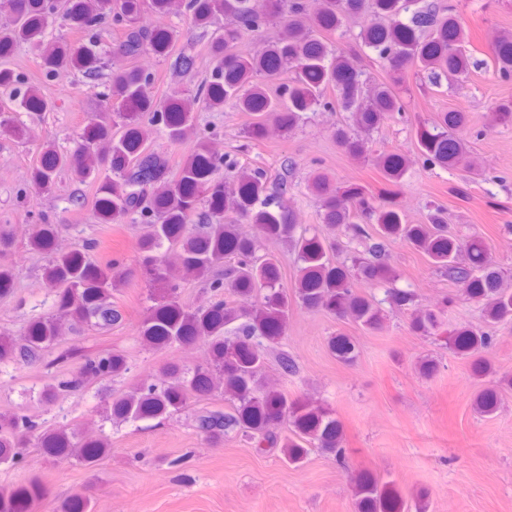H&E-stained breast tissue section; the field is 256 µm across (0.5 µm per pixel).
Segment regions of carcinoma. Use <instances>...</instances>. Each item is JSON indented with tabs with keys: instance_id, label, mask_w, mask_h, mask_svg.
<instances>
[{
	"instance_id": "obj_1",
	"label": "carcinoma",
	"mask_w": 512,
	"mask_h": 512,
	"mask_svg": "<svg viewBox=\"0 0 512 512\" xmlns=\"http://www.w3.org/2000/svg\"><path fill=\"white\" fill-rule=\"evenodd\" d=\"M13 15V24L0 30V59H9L21 44L40 57L45 77L64 80L78 72L86 80L101 74L96 32L104 25L122 32L112 44V54L134 59L150 51L160 57L175 55L174 66L187 73L195 57L176 51L175 35L168 28L146 30L136 26L146 7L170 12L171 0H0ZM181 15L189 24L207 28L217 15L224 29L213 33L210 55L216 66L210 79L190 97L179 91L158 99L151 91L154 76L131 64L112 72L108 92L98 105L81 140L68 152L49 144L36 146L39 163L31 180L49 191L59 169L67 168L80 182L94 186L95 207L104 224H120L136 216L142 231L137 241V267L149 280L151 301L140 334L154 349L201 344L209 352L206 366L185 368L176 360L160 366V383H141L131 389L108 391L102 417L113 423H136L167 419L196 399L224 400L228 409L203 407L196 416L197 431L215 444L236 431L257 448L284 449L287 462L299 463L310 445L342 456L340 425L331 411L306 398L270 386L266 380L273 360L283 376L296 373L297 364L281 347L291 304L311 312H326L351 319L361 329L382 328V302L352 288L348 270L333 260L336 233L368 243L370 259L356 264V273L374 287L388 286L387 302L405 306L412 293L396 287L398 275L384 260L386 243L402 240L423 253L456 288L482 303L491 325L512 320V286L503 268L487 255L481 236L448 227L444 208L428 211L426 223L410 224L397 210L378 203L359 187L338 189L318 169L310 172L306 189L318 199L322 230L312 235L299 229L295 211L288 205V171L292 162L281 163L276 181H269L262 168H244L236 184L226 186L215 178L217 171L234 162L222 163L209 150L206 137L197 136L183 167L172 172L151 129L171 145H181L194 133L192 110L218 111L230 103L241 112L260 117L247 130L254 139L262 136L268 122L288 131L302 114L336 106L348 113L336 126L338 146L353 158L373 155L372 162L388 182L404 177V155L383 151L372 154L369 134L403 110L395 90L398 76L409 67L431 76V85L454 86L480 62L466 50L467 31L452 9L445 16L409 0H266L257 12L252 0H181ZM350 18L362 20L359 41L374 54V61L388 79L368 83L362 72L331 35ZM84 34L76 46L47 38L55 21ZM273 24L282 35L259 54L245 55L239 43L246 35L258 36ZM494 73L512 76V33L503 32L492 44ZM0 85L10 88V106L0 108V127L14 124L12 112H47L53 103L27 78L7 68L0 69ZM492 122H512V99L495 106ZM468 113L452 110L429 129L416 133L420 155L430 165L463 168L484 174L481 163L470 154L462 139ZM367 214L374 231L358 223ZM254 224L259 232L283 240L297 252L300 261L294 298L282 283L278 261L260 253L258 238L241 231L239 222ZM53 231L49 224L31 227L28 245L42 252L51 250ZM95 242L85 239L81 247L51 257L45 282L55 293L54 311L15 334L0 328V365H33L46 352L85 330H106L117 324L121 312L112 296L126 283L123 262L114 259L98 265L90 253ZM193 275L204 283L212 302L189 308L179 297L180 280ZM443 325L442 311L414 310L410 327L422 336H437ZM450 348L473 359L475 370L485 371L483 350L493 343L486 331L469 326L448 330ZM331 352L341 360L357 357L356 342L348 336H332ZM125 357L103 351L85 357L78 377L48 384L36 400L53 405L77 388L112 381L128 373ZM512 390V377L499 381V388L480 392L475 407L480 413L496 410L500 389ZM291 427L292 436L278 438L280 424ZM55 462L78 461L93 467L110 452L104 437L84 438L65 427L40 429L31 416L0 414V464H15L31 446ZM42 496L33 482L19 491L0 492V512H27L28 504ZM357 512H402L398 497L377 481L365 479L357 487Z\"/></svg>"
}]
</instances>
